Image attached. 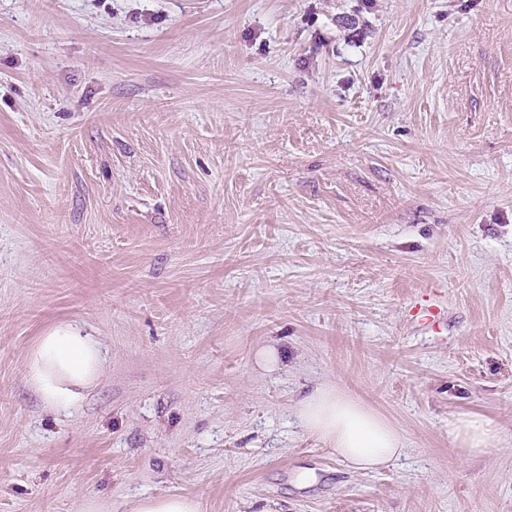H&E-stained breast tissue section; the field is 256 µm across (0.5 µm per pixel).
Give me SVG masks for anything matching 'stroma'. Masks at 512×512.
Wrapping results in <instances>:
<instances>
[{"label":"stroma","instance_id":"stroma-1","mask_svg":"<svg viewBox=\"0 0 512 512\" xmlns=\"http://www.w3.org/2000/svg\"><path fill=\"white\" fill-rule=\"evenodd\" d=\"M62 321L106 357L66 414ZM326 381L405 456L305 433ZM173 493L512 512V0H0V512ZM104 364L98 336L65 322L39 337L29 352L25 378L48 407L66 412L80 406ZM499 423L476 413H457L448 418V436L467 454L478 456L495 448L501 437Z\"/></svg>","mask_w":512,"mask_h":512}]
</instances>
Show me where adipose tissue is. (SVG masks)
Returning <instances> with one entry per match:
<instances>
[{
	"label": "adipose tissue",
	"mask_w": 512,
	"mask_h": 512,
	"mask_svg": "<svg viewBox=\"0 0 512 512\" xmlns=\"http://www.w3.org/2000/svg\"><path fill=\"white\" fill-rule=\"evenodd\" d=\"M105 364L98 337L73 322L55 325L29 352L26 380L53 410L77 408L98 381ZM301 428L319 437L342 461L365 473L385 467L405 452L399 429L363 402L336 388L318 385L296 404ZM499 423L476 413L448 419V435L467 454L478 456L495 448Z\"/></svg>",
	"instance_id": "ef3b65f1"
}]
</instances>
